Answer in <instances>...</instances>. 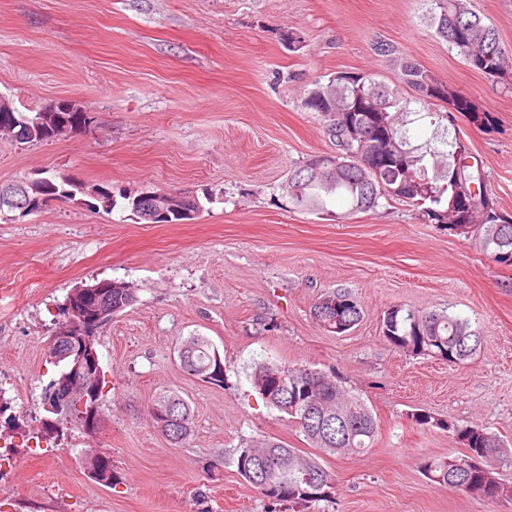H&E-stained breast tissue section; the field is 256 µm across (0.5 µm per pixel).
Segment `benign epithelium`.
Here are the masks:
<instances>
[{
  "instance_id": "7a95c632",
  "label": "benign epithelium",
  "mask_w": 512,
  "mask_h": 512,
  "mask_svg": "<svg viewBox=\"0 0 512 512\" xmlns=\"http://www.w3.org/2000/svg\"><path fill=\"white\" fill-rule=\"evenodd\" d=\"M51 105L29 116L19 113L11 102L0 97V110L9 113L7 121L13 134L22 132L30 135L40 131ZM73 183L67 177L60 181L38 178L25 183L0 186V212L9 210L23 218L42 209L54 197L71 193ZM142 215L151 221L165 222L173 217L190 220L192 214L183 208V194L160 190L151 194L150 201L142 208ZM112 306L98 297L94 286L80 290L77 300L66 304L64 318L58 322L54 334L47 342V349L55 359H69V369L54 379L48 389L49 400L46 409L52 413L65 406L79 412L86 423V430L94 433L100 424L99 387L100 364L98 345L101 330L112 321ZM151 413L154 423L162 434H172L171 423L175 422L172 407L153 406Z\"/></svg>"
}]
</instances>
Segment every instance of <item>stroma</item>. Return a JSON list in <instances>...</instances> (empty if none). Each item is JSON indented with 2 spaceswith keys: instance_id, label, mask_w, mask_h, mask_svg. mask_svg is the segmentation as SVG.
Masks as SVG:
<instances>
[{
  "instance_id": "obj_1",
  "label": "stroma",
  "mask_w": 512,
  "mask_h": 512,
  "mask_svg": "<svg viewBox=\"0 0 512 512\" xmlns=\"http://www.w3.org/2000/svg\"><path fill=\"white\" fill-rule=\"evenodd\" d=\"M426 0H0V95L30 115L66 99L94 123L41 143L0 133V184L65 175L70 199L23 218L0 214V391L15 429L0 432V512H304L238 475L254 437L306 449L288 415L266 404L256 364L335 372L379 425L366 453L323 456L336 475L319 512H505L428 480L426 457L459 456L424 411L479 425L512 447V267L478 241L442 231L398 203L337 223L291 207L280 186L332 152L319 113L301 99L336 72L393 83L374 50L401 54L472 97L496 119L453 128L512 212V83H493L436 36ZM303 33L288 49L284 28ZM169 190L201 197L185 224H143L91 190ZM128 282L137 301L101 337V422L47 430L42 393L57 369L45 343L68 293L94 280ZM363 308L348 333L312 315L325 292ZM448 310L482 337L451 365L395 349L386 310ZM211 340L223 385L185 374L182 339ZM173 390L190 405L186 443L172 445L150 409ZM112 458L115 482L93 483L86 450Z\"/></svg>"
}]
</instances>
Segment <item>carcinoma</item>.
I'll list each match as a JSON object with an SVG mask.
<instances>
[{"label": "carcinoma", "instance_id": "1", "mask_svg": "<svg viewBox=\"0 0 512 512\" xmlns=\"http://www.w3.org/2000/svg\"><path fill=\"white\" fill-rule=\"evenodd\" d=\"M430 21L435 33L463 56L466 65L493 78L512 79V54L506 51L493 25L473 12L467 0H429ZM377 55L392 60L399 82L415 92L414 102L425 109L435 102L448 105L466 117L475 127L491 131L496 120L461 91L439 81L428 70L400 54L384 41L376 44ZM366 107L355 113L360 133L354 136L341 121L357 102ZM302 106L318 112L324 119L326 133L342 154L341 165L323 168L316 176L308 165L293 170L283 186L288 202L297 209L326 214L340 221L354 213L373 212L383 204L405 203L418 209L422 218L442 230L467 237L461 230L477 224L481 243L499 265L512 266V220L504 222L496 210L493 195L486 187L481 166L468 163L469 153H460L459 136L451 137L448 128L434 129L425 141L415 144L408 125L410 116L419 111L409 108V101L398 97L387 84L360 73L338 72L328 83H317L305 93ZM392 149L391 158L371 167L366 163L376 150L375 141ZM341 197L348 210L335 213L328 200ZM324 296L341 302V308L317 302L313 315L325 329L337 334L351 330L363 316L361 305L348 292L337 289ZM137 301L132 288L112 289V307L119 314ZM382 335L396 349L419 356L460 364L472 358L480 346V333L469 321L446 311H424L392 307L382 318ZM193 350L183 371L213 385L224 383V372L216 371L215 348L205 336H191L184 341ZM288 374V394L269 389L267 372ZM253 388L263 399L294 421L307 444L329 455H352L372 447L378 422L362 399L346 393L339 381L305 366H269L260 364L250 376ZM173 401L175 414L185 425L183 438L191 433L188 403L176 393L159 397L156 403ZM413 420L447 431L467 449L457 457H429L422 463L424 475L432 482L457 491L512 505V483L501 478V471L512 469V452L498 436L479 426L458 427L428 413H416ZM270 444L288 451V463L273 454L264 479L253 476L256 469L247 449ZM97 476L92 481L110 486L114 482L112 459L95 454ZM237 472L260 493L280 502L310 507L327 500L335 474L318 458L297 448H290L274 437L257 438L238 449ZM318 469L319 487L309 494L295 490L300 469Z\"/></svg>", "mask_w": 512, "mask_h": 512}]
</instances>
